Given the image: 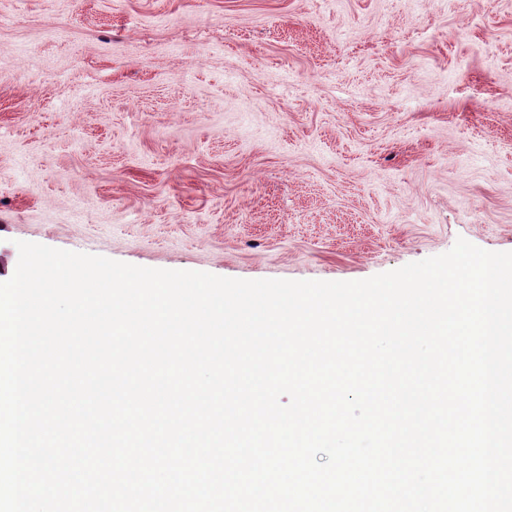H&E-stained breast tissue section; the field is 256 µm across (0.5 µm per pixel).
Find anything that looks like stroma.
Here are the masks:
<instances>
[{"label":"stroma","instance_id":"1","mask_svg":"<svg viewBox=\"0 0 512 512\" xmlns=\"http://www.w3.org/2000/svg\"><path fill=\"white\" fill-rule=\"evenodd\" d=\"M512 252V0H0L17 241L240 279Z\"/></svg>","mask_w":512,"mask_h":512}]
</instances>
